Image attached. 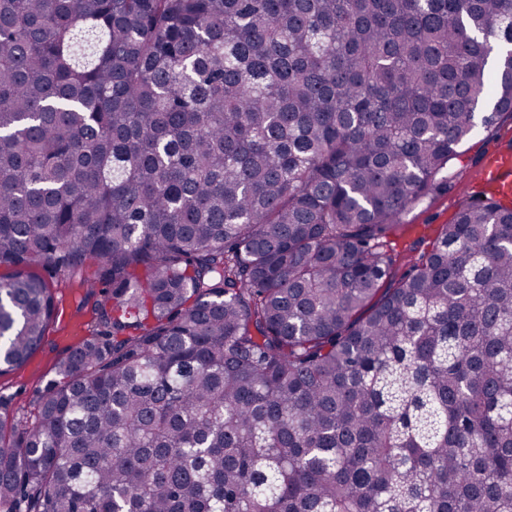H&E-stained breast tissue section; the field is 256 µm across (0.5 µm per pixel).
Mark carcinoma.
<instances>
[{
	"instance_id": "obj_1",
	"label": "carcinoma",
	"mask_w": 512,
	"mask_h": 512,
	"mask_svg": "<svg viewBox=\"0 0 512 512\" xmlns=\"http://www.w3.org/2000/svg\"><path fill=\"white\" fill-rule=\"evenodd\" d=\"M504 116L512 0H0V512H512V205L388 251ZM29 272L48 280L61 302L58 317L49 326L41 346L25 363L0 374V397L23 421H30L41 392L59 379L57 362L88 336L95 319L96 300L104 299L102 288L81 287L77 277H50L42 264L32 265Z\"/></svg>"
}]
</instances>
